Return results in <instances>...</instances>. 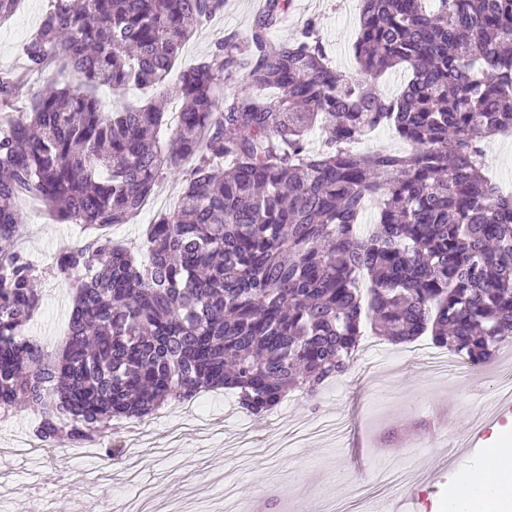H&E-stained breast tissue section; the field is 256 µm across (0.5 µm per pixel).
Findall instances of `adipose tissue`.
<instances>
[{
	"mask_svg": "<svg viewBox=\"0 0 512 512\" xmlns=\"http://www.w3.org/2000/svg\"><path fill=\"white\" fill-rule=\"evenodd\" d=\"M448 512H512V442L505 435L490 437L481 469L458 476Z\"/></svg>",
	"mask_w": 512,
	"mask_h": 512,
	"instance_id": "adipose-tissue-1",
	"label": "adipose tissue"
}]
</instances>
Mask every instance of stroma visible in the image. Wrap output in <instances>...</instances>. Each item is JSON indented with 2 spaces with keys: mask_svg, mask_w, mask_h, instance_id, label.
I'll use <instances>...</instances> for the list:
<instances>
[{
  "mask_svg": "<svg viewBox=\"0 0 512 512\" xmlns=\"http://www.w3.org/2000/svg\"><path fill=\"white\" fill-rule=\"evenodd\" d=\"M50 4L21 0L0 21V71L24 66L22 45ZM360 7V0H293L272 35L294 40L314 20L331 66L353 70ZM258 14L254 0H225L223 13L199 25L184 45L169 86H176L181 67L208 57L225 38L249 33ZM190 170L186 164L165 175L156 187L160 208L115 225L116 239L141 249L158 212L177 207ZM19 208L21 250L39 263L41 296L25 332L56 349L66 340L75 284L54 269L53 258L60 245L76 244L89 231L24 201ZM435 350L430 337L396 345L363 326L351 368L316 397L289 392L262 428L236 391H203L145 420L123 421L113 435L131 455L118 464L97 450L27 447L41 415L17 407L0 419V512H116L130 500L148 496L159 505L192 490L200 494L201 512H222L228 483L256 512H357L379 498L399 503L400 512H446L458 474L478 467L485 455L470 447L471 433L512 435V413L494 410V374L512 362V343L501 344L482 370L465 364L444 377L416 360ZM440 421L447 431L437 435L432 427ZM388 468L420 481L411 490L375 484L373 474Z\"/></svg>",
  "mask_w": 512,
  "mask_h": 512,
  "instance_id": "1",
  "label": "stroma"
}]
</instances>
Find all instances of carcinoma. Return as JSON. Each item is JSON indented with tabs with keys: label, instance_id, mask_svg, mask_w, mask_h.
<instances>
[{
	"label": "carcinoma",
	"instance_id": "obj_1",
	"mask_svg": "<svg viewBox=\"0 0 512 512\" xmlns=\"http://www.w3.org/2000/svg\"><path fill=\"white\" fill-rule=\"evenodd\" d=\"M290 7L266 0L246 36L181 72L166 139L161 88L224 0H53L23 44L27 74L56 79L23 120L0 114V413L38 407L44 446L99 445L112 422L208 388L238 390L257 417L291 391L312 397L348 369L366 319L472 367L512 342V195L482 146L512 132V0H363L353 74L332 68L311 20L291 43L270 37ZM399 67L402 92L381 95ZM234 73L257 91L224 95ZM19 83L0 71L1 103ZM101 87L147 100L107 112ZM385 127L412 151L354 149ZM187 160L179 208L148 227L149 262L101 233L60 252L77 280L65 344L25 335L40 294L16 200L124 224ZM410 76L406 68H397L384 74L377 83L379 92L386 96H397Z\"/></svg>",
	"mask_w": 512,
	"mask_h": 512
}]
</instances>
